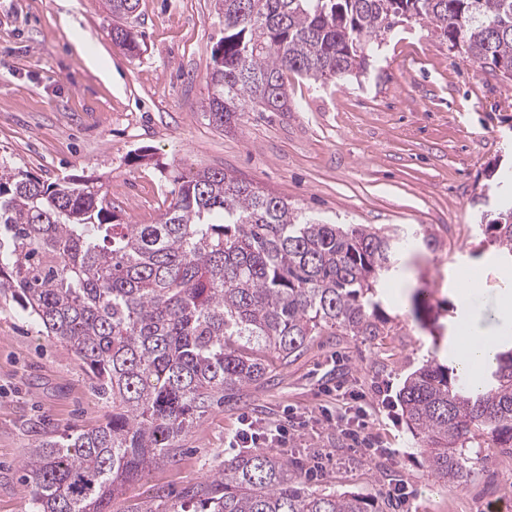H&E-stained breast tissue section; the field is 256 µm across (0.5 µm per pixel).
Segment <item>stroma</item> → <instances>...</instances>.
<instances>
[{
	"label": "stroma",
	"instance_id": "obj_1",
	"mask_svg": "<svg viewBox=\"0 0 512 512\" xmlns=\"http://www.w3.org/2000/svg\"><path fill=\"white\" fill-rule=\"evenodd\" d=\"M214 4L140 0L129 20L140 44L133 56L114 42L105 0H0V163L47 182L95 180L128 224L158 219L172 173L216 169L339 224L431 229L440 246L414 244L404 272L383 284L389 335L318 338L288 367L209 408L176 449L114 494L110 512L145 499L171 504L206 482L232 454L225 435L246 416L285 424L287 455L303 468L325 454L312 488L364 494L383 512H488L491 484H512V459L490 454L472 481L443 484L400 420L395 392L426 360H453L463 317L495 332L497 300L512 293V274L481 230L512 172V84L405 22L359 78L289 76L290 111L249 106L227 132L207 115L211 51L224 35ZM465 270L480 276L467 308L457 303ZM360 405L370 412L366 436L386 452L364 451L322 414ZM106 412L69 347L0 295V512H30L23 464L42 431L89 429ZM397 479L407 502L388 494Z\"/></svg>",
	"mask_w": 512,
	"mask_h": 512
}]
</instances>
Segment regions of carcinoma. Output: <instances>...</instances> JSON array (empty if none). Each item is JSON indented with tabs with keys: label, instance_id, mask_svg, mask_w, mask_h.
I'll list each match as a JSON object with an SVG mask.
<instances>
[{
	"label": "carcinoma",
	"instance_id": "1",
	"mask_svg": "<svg viewBox=\"0 0 512 512\" xmlns=\"http://www.w3.org/2000/svg\"><path fill=\"white\" fill-rule=\"evenodd\" d=\"M140 0H106L127 20ZM209 117L232 128L244 106L288 112V72L359 76L383 33L413 19L512 81V0H215ZM127 52L140 50L120 25ZM154 224H125L101 187L46 183L0 164V292L65 344L110 408L97 426L29 451L32 512H109L112 495L177 447L218 401L300 356L319 336H387L379 288L412 242L398 231L324 222L222 170L174 176ZM512 267V205L482 228ZM431 471L450 485L492 449L512 458V340L475 386L433 358L397 393ZM130 512H378L368 497L311 489L288 459L237 453L168 505Z\"/></svg>",
	"mask_w": 512,
	"mask_h": 512
}]
</instances>
